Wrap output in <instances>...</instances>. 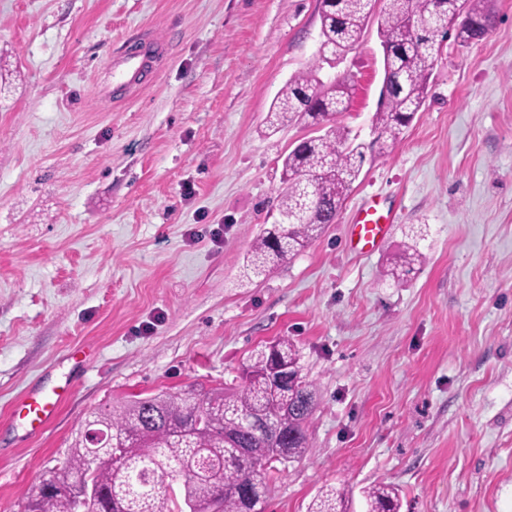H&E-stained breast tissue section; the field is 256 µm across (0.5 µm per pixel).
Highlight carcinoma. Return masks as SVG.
Wrapping results in <instances>:
<instances>
[{"label":"carcinoma","instance_id":"carcinoma-1","mask_svg":"<svg viewBox=\"0 0 512 512\" xmlns=\"http://www.w3.org/2000/svg\"><path fill=\"white\" fill-rule=\"evenodd\" d=\"M489 0H386L378 18L386 80L372 127L375 145L357 143L333 123L346 110L350 85L325 81L332 64L362 37L372 0L323 3L319 56L290 79L271 106L266 128L277 131L307 118L324 133L301 140L283 160L280 222L263 229L250 246L244 276L259 278L292 259L328 224L335 223L358 179L367 150L390 151L425 102L430 70L450 31L460 45L479 41L492 29ZM415 244L388 269L401 280L420 260ZM239 389L204 394H162L122 408L98 409L84 421L66 464L43 479L25 512H75L74 487L93 485V512H265L269 464L310 450L307 422L315 392L301 376L298 351L286 340L255 349L242 369ZM100 433L102 462L87 471L84 434ZM365 512H400L399 489L378 484L363 490ZM309 512H350L345 490L323 487Z\"/></svg>","mask_w":512,"mask_h":512}]
</instances>
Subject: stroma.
Instances as JSON below:
<instances>
[{"mask_svg": "<svg viewBox=\"0 0 512 512\" xmlns=\"http://www.w3.org/2000/svg\"><path fill=\"white\" fill-rule=\"evenodd\" d=\"M319 0H0V512H25L92 411L234 387L252 351L297 348L315 391L311 450L274 462L266 512L326 485L363 512H512V0L480 41H446L427 98L366 159L333 224L251 283L244 257L278 218L282 162L315 129L264 119L319 46ZM155 69L128 90L113 57ZM326 78L335 122L369 140L382 86L376 22ZM385 243L349 250L369 199ZM420 264L386 276L408 242ZM96 360L74 369L70 350ZM72 382L30 437L26 390ZM150 58V56L140 52L124 53L114 70L117 83H124L130 73H132V76H136L145 68H148L151 62ZM400 490L391 484H378L363 490L365 512H399Z\"/></svg>", "mask_w": 512, "mask_h": 512, "instance_id": "1", "label": "stroma"}]
</instances>
